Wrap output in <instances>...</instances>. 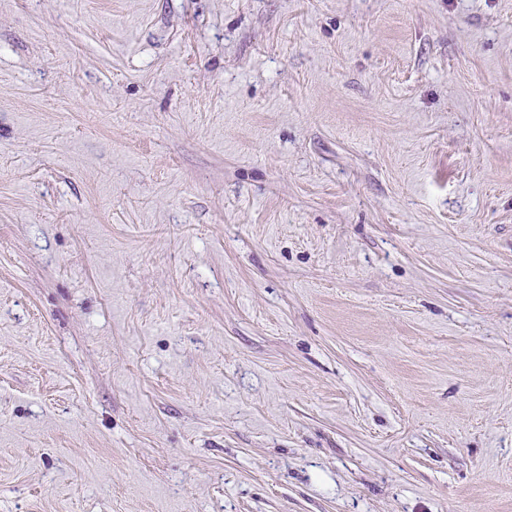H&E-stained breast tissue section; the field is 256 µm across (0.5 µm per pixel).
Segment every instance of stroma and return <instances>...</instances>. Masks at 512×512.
<instances>
[{
  "label": "stroma",
  "instance_id": "1",
  "mask_svg": "<svg viewBox=\"0 0 512 512\" xmlns=\"http://www.w3.org/2000/svg\"><path fill=\"white\" fill-rule=\"evenodd\" d=\"M0 512H512V0H0Z\"/></svg>",
  "mask_w": 512,
  "mask_h": 512
}]
</instances>
